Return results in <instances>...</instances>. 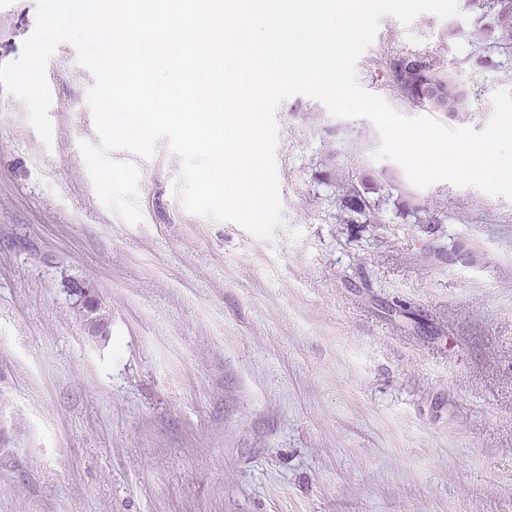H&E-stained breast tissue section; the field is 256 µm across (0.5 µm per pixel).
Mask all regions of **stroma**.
Instances as JSON below:
<instances>
[{
	"mask_svg": "<svg viewBox=\"0 0 512 512\" xmlns=\"http://www.w3.org/2000/svg\"><path fill=\"white\" fill-rule=\"evenodd\" d=\"M383 17L359 85L408 117L484 130L512 67L464 60L475 14ZM38 0H0V64ZM426 53L475 90L451 118L402 100L387 57ZM50 140L0 89V512H512V199L414 186L365 118L295 94L275 111L281 227L186 210L181 159L138 171L142 219L98 197L92 73L60 43ZM386 174L443 223L337 221L341 181ZM465 247L462 265L448 254ZM90 283L110 336L85 331Z\"/></svg>",
	"mask_w": 512,
	"mask_h": 512,
	"instance_id": "1",
	"label": "stroma"
}]
</instances>
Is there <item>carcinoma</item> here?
Returning <instances> with one entry per match:
<instances>
[{
	"mask_svg": "<svg viewBox=\"0 0 512 512\" xmlns=\"http://www.w3.org/2000/svg\"><path fill=\"white\" fill-rule=\"evenodd\" d=\"M467 6L479 10L474 27L485 38L469 42L465 61L486 70L505 68L512 62V0H467ZM393 84L398 95L434 112L456 116L473 100V93L458 83L448 68L420 53L388 58ZM385 186L373 177L348 183L339 197L342 224H377L382 206L390 200ZM397 214L414 219L416 224H439L441 220L424 216L426 209L412 199L397 202Z\"/></svg>",
	"mask_w": 512,
	"mask_h": 512,
	"instance_id": "cac0c4a2",
	"label": "carcinoma"
}]
</instances>
